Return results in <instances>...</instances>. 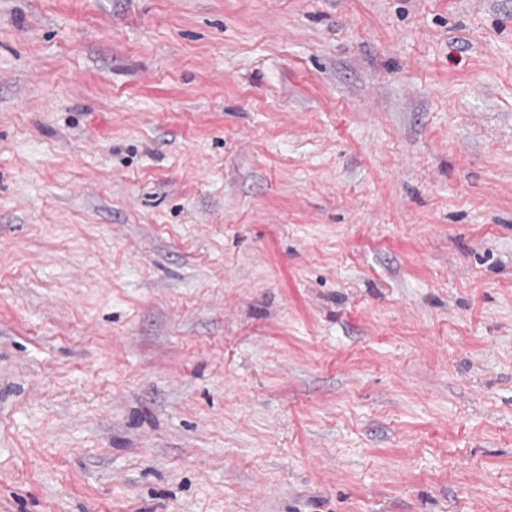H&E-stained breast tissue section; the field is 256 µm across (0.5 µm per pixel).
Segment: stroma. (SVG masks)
<instances>
[{
	"label": "stroma",
	"instance_id": "1",
	"mask_svg": "<svg viewBox=\"0 0 512 512\" xmlns=\"http://www.w3.org/2000/svg\"><path fill=\"white\" fill-rule=\"evenodd\" d=\"M0 512H512V0H0Z\"/></svg>",
	"mask_w": 512,
	"mask_h": 512
}]
</instances>
